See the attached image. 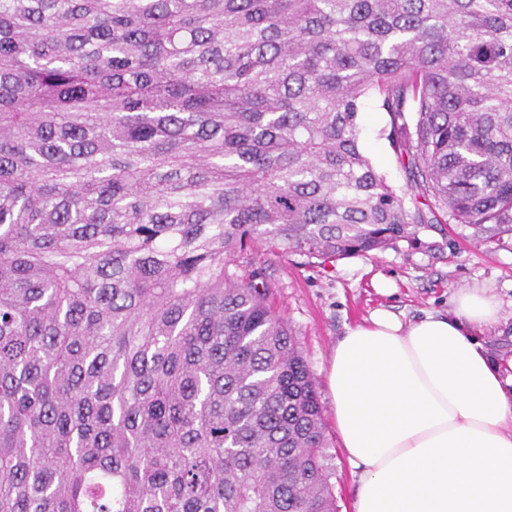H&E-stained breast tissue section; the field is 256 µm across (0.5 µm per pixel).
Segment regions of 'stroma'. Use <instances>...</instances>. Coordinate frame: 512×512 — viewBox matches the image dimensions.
<instances>
[{
  "mask_svg": "<svg viewBox=\"0 0 512 512\" xmlns=\"http://www.w3.org/2000/svg\"><path fill=\"white\" fill-rule=\"evenodd\" d=\"M385 116L373 100L360 114V141L365 155L388 182L405 187L406 172L380 129ZM263 269L275 288V307L288 321L314 373L324 408L329 446L324 464L331 474L339 512H352L358 474L339 446L326 371L333 347L347 327L361 322L380 306L404 321L425 312H447L453 293L483 288L502 304L498 324L481 340L501 363L512 361V235L489 240L465 224H436L415 238L381 251L317 264L260 245L239 262L238 272ZM390 282L389 293L378 290L379 279Z\"/></svg>",
  "mask_w": 512,
  "mask_h": 512,
  "instance_id": "stroma-1",
  "label": "stroma"
}]
</instances>
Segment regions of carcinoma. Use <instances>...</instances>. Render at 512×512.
<instances>
[{"label":"carcinoma","mask_w":512,"mask_h":512,"mask_svg":"<svg viewBox=\"0 0 512 512\" xmlns=\"http://www.w3.org/2000/svg\"><path fill=\"white\" fill-rule=\"evenodd\" d=\"M442 223L512 234V0H0V512H338L232 268ZM384 123L385 116L377 104L371 99L365 100L360 112V141L364 154L389 183L402 188L406 185V172L388 141L380 136V129Z\"/></svg>","instance_id":"carcinoma-1"}]
</instances>
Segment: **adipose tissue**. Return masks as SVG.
Listing matches in <instances>:
<instances>
[{
  "label": "adipose tissue",
  "mask_w": 512,
  "mask_h": 512,
  "mask_svg": "<svg viewBox=\"0 0 512 512\" xmlns=\"http://www.w3.org/2000/svg\"><path fill=\"white\" fill-rule=\"evenodd\" d=\"M500 310L469 288L446 314L378 308L337 340L328 388L361 470L354 512H512V374L476 338Z\"/></svg>",
  "instance_id": "1"
}]
</instances>
